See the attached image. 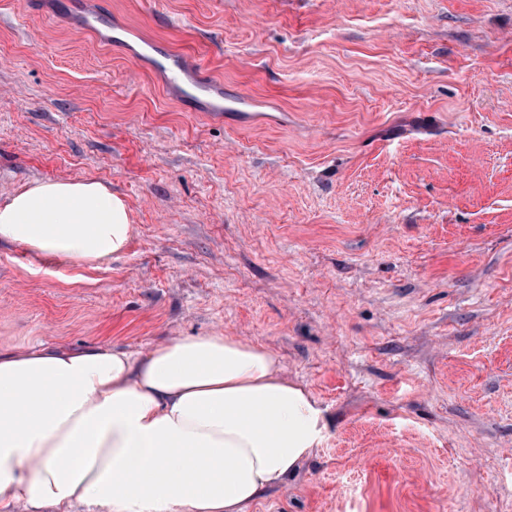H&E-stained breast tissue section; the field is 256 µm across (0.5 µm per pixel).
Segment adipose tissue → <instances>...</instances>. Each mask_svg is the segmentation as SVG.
Returning <instances> with one entry per match:
<instances>
[{"instance_id":"adipose-tissue-1","label":"adipose tissue","mask_w":512,"mask_h":512,"mask_svg":"<svg viewBox=\"0 0 512 512\" xmlns=\"http://www.w3.org/2000/svg\"><path fill=\"white\" fill-rule=\"evenodd\" d=\"M130 209L92 179L0 202V242L59 262L125 251ZM323 410L247 338L0 352V512H248L321 443Z\"/></svg>"}]
</instances>
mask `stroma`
<instances>
[{"instance_id":"1","label":"stroma","mask_w":512,"mask_h":512,"mask_svg":"<svg viewBox=\"0 0 512 512\" xmlns=\"http://www.w3.org/2000/svg\"><path fill=\"white\" fill-rule=\"evenodd\" d=\"M85 178L129 244L1 242V352L253 339L327 428L249 512H512V0H0V200Z\"/></svg>"}]
</instances>
